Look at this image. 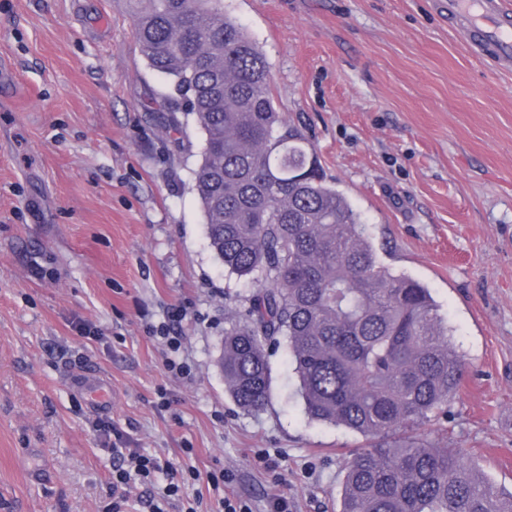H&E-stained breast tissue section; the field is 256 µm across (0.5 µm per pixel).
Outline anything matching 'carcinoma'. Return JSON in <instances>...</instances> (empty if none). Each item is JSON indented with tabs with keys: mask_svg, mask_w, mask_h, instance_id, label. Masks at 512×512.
Returning <instances> with one entry per match:
<instances>
[{
	"mask_svg": "<svg viewBox=\"0 0 512 512\" xmlns=\"http://www.w3.org/2000/svg\"><path fill=\"white\" fill-rule=\"evenodd\" d=\"M169 112L205 134L194 189L210 247L252 288L224 332V381L244 411L270 399L266 350L285 340L311 420L368 445L353 454L340 512H512L463 451L376 444L448 406L464 379L453 330L428 288L382 265L361 213L321 177L315 147L285 122L263 53L224 0H131Z\"/></svg>",
	"mask_w": 512,
	"mask_h": 512,
	"instance_id": "carcinoma-1",
	"label": "carcinoma"
}]
</instances>
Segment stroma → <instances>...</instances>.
Segmentation results:
<instances>
[{"mask_svg":"<svg viewBox=\"0 0 512 512\" xmlns=\"http://www.w3.org/2000/svg\"><path fill=\"white\" fill-rule=\"evenodd\" d=\"M224 7L379 261L429 288L454 329L466 378L418 438L466 449L512 491V68L474 54L436 0ZM1 58L0 512H99L116 429L232 473L254 512L278 494L339 512L364 439L307 418L285 346L265 407L241 410L224 384L250 286L209 245L204 134L160 111L170 83L139 53L129 0H0ZM178 307L184 376L158 334Z\"/></svg>","mask_w":512,"mask_h":512,"instance_id":"35a3bbf8","label":"stroma"}]
</instances>
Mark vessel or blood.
Instances as JSON below:
<instances>
[{"mask_svg":"<svg viewBox=\"0 0 512 512\" xmlns=\"http://www.w3.org/2000/svg\"><path fill=\"white\" fill-rule=\"evenodd\" d=\"M448 21L477 53L512 65V7L506 0H448Z\"/></svg>","mask_w":512,"mask_h":512,"instance_id":"b4317fda","label":"vessel or blood"}]
</instances>
